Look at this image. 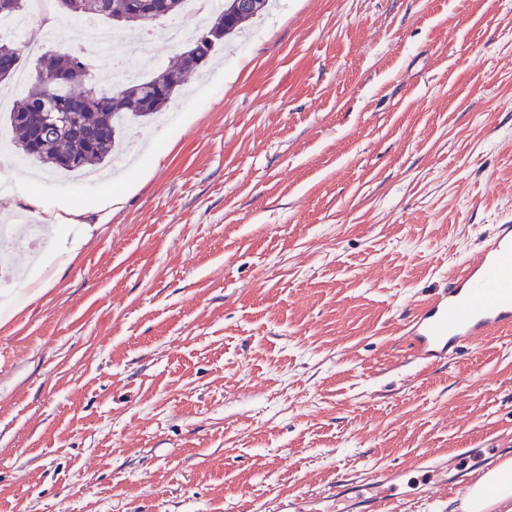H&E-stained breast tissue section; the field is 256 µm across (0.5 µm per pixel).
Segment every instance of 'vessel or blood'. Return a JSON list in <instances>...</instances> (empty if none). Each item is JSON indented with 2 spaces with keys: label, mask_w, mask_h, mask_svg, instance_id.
I'll list each match as a JSON object with an SVG mask.
<instances>
[{
  "label": "vessel or blood",
  "mask_w": 512,
  "mask_h": 512,
  "mask_svg": "<svg viewBox=\"0 0 512 512\" xmlns=\"http://www.w3.org/2000/svg\"><path fill=\"white\" fill-rule=\"evenodd\" d=\"M512 325V225L504 224L496 237L475 255L466 257L447 289L416 309L405 324L420 358L442 359L448 352L486 338L494 329ZM429 480L423 490L430 497L442 488L463 490L465 476L447 480V466L423 455L418 462ZM393 469L366 478L337 477L326 492L336 512H394L400 500Z\"/></svg>",
  "instance_id": "1"
}]
</instances>
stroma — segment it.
<instances>
[{
	"label": "stroma",
	"instance_id": "1",
	"mask_svg": "<svg viewBox=\"0 0 512 512\" xmlns=\"http://www.w3.org/2000/svg\"><path fill=\"white\" fill-rule=\"evenodd\" d=\"M73 43L107 87L184 47ZM118 139L99 181L0 160L94 226L37 300L0 283V512H288L386 468L452 512L420 456L512 460V326L428 367L399 333L512 224V0H279Z\"/></svg>",
	"mask_w": 512,
	"mask_h": 512
}]
</instances>
